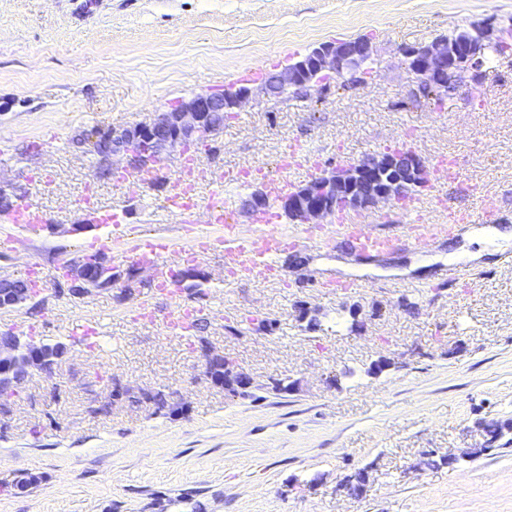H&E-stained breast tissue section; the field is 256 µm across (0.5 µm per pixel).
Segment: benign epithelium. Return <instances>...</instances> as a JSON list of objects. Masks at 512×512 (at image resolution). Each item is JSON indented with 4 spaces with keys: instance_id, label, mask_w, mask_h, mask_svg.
<instances>
[{
    "instance_id": "1",
    "label": "benign epithelium",
    "mask_w": 512,
    "mask_h": 512,
    "mask_svg": "<svg viewBox=\"0 0 512 512\" xmlns=\"http://www.w3.org/2000/svg\"><path fill=\"white\" fill-rule=\"evenodd\" d=\"M481 44L511 45L512 24L504 26L492 19L484 20L463 29L456 28L426 45L401 46L398 52L415 75L418 89L426 88L435 94L451 84L476 95L485 77L477 59ZM358 73L346 43L324 44L314 49L309 59L286 65L255 88L243 86L231 95L197 94L178 101L149 122L85 131L80 134L79 143L88 145L104 165V171L111 175L152 172L163 153L184 154L197 143L208 144L213 140L218 130L208 123L211 112H233L256 91L277 97L300 87L307 94L329 78L347 75L350 81L357 82ZM430 175L431 166L412 150L388 148L356 163L320 172L304 186L281 196L280 206L294 221L321 224L339 212L368 210L380 203L403 206L429 185ZM65 277L72 283L70 293L83 297L115 282L119 274L113 272L102 256L92 261L75 256L65 266ZM37 295L35 290L13 294L0 302V310L20 309ZM196 350L205 362L204 374L211 384L232 397L252 389V377L209 342L199 341ZM67 352L66 345L57 355L30 336L1 334L0 390H14L36 373L52 376Z\"/></svg>"
}]
</instances>
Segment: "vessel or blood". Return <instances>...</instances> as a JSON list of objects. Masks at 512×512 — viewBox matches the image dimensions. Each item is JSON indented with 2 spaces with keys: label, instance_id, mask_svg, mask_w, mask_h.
<instances>
[{
  "label": "vessel or blood",
  "instance_id": "1",
  "mask_svg": "<svg viewBox=\"0 0 512 512\" xmlns=\"http://www.w3.org/2000/svg\"><path fill=\"white\" fill-rule=\"evenodd\" d=\"M435 205L443 209L446 223L433 224L421 220L416 210H408L407 221L385 231L378 225L359 219L338 217L336 222L315 230L298 234L281 228L276 223L274 210H266L254 220L251 232H243L235 224L229 206L215 205L207 212L208 224L224 228L223 236L206 239V246H220L224 253V270L228 277L252 281H274L278 274V260L288 250L296 248L302 240L326 245L335 236L347 239L351 249L360 258L373 259L393 250L400 241H408L414 247L425 250L438 238L453 234L460 225L473 223L475 213L471 210L449 208L443 195H436ZM15 228L30 232L42 228L45 223L41 211L28 205H18L8 217ZM174 242L163 235H153L137 240L132 248L134 257L141 262L156 264L167 269L166 257L173 252Z\"/></svg>",
  "mask_w": 512,
  "mask_h": 512
}]
</instances>
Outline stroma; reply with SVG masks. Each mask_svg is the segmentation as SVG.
<instances>
[{
    "label": "stroma",
    "mask_w": 512,
    "mask_h": 512,
    "mask_svg": "<svg viewBox=\"0 0 512 512\" xmlns=\"http://www.w3.org/2000/svg\"><path fill=\"white\" fill-rule=\"evenodd\" d=\"M491 17L512 23V0H0V188L47 219L20 248L0 249V277L36 263L45 287L39 307L0 311V332L70 348L51 377L0 401V512H512V246L486 238L488 258L456 271L454 235L433 246L427 272L411 273L413 248L363 264L341 239L289 250L277 281L233 283L212 251L196 263L208 276L201 294L141 291L156 307L150 323L133 319L121 283L80 300L58 288L76 255L129 269L121 228L184 234L168 207L181 155L133 187L99 176L77 134L150 121L224 92L245 69L267 75L358 37L377 50L367 84L335 81L306 100L259 92L225 118L212 149L195 154L196 222L226 199L250 230L252 189L226 187L228 175L260 167L296 187L314 168L404 146L462 167L460 180L416 194L425 219L441 223V190L471 210L489 196L478 227H511L512 56L486 65L478 100L459 93L437 111L398 53ZM289 152L295 164L280 170ZM105 213L118 225L101 223ZM193 307L202 337L252 377V397L211 387L198 338L168 335L166 318ZM308 307L314 320L300 319ZM85 319L97 333L82 339L73 329ZM263 320L275 330L258 331ZM382 356L391 366L371 373ZM275 379L294 390L272 391ZM119 385L129 394L117 400ZM143 390L178 393L185 407L155 412ZM467 448L482 454L461 459ZM429 454L455 461L429 469ZM360 469L363 492L340 490Z\"/></svg>",
    "instance_id": "obj_1"
}]
</instances>
